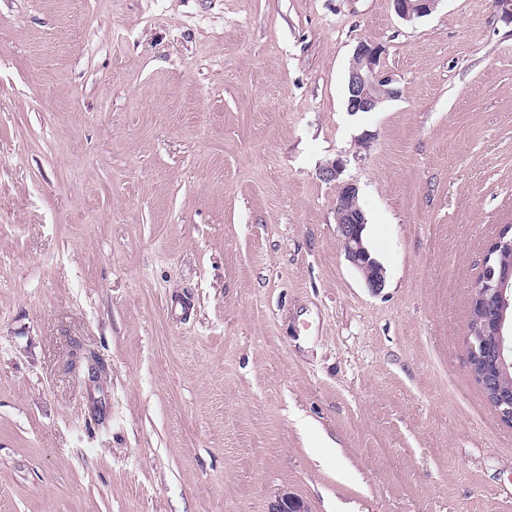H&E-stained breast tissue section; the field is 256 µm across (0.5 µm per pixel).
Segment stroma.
I'll use <instances>...</instances> for the list:
<instances>
[{"label":"stroma","mask_w":512,"mask_h":512,"mask_svg":"<svg viewBox=\"0 0 512 512\" xmlns=\"http://www.w3.org/2000/svg\"><path fill=\"white\" fill-rule=\"evenodd\" d=\"M506 224L493 0H0V512H512L467 342ZM440 0H394L397 14L410 21L432 13ZM383 51L378 45L361 41L351 61L348 76V106L352 112H372L399 91L394 78L381 65ZM357 195L355 184L339 183L335 206L336 224L346 259L361 274L368 287L378 291L385 286V269L378 261L370 258V252L364 244L366 219L359 210L361 207ZM356 199L359 208L355 205Z\"/></svg>","instance_id":"1"}]
</instances>
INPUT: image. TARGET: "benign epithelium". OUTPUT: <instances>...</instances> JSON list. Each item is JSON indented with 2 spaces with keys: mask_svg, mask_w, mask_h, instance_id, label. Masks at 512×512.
Here are the masks:
<instances>
[{
  "mask_svg": "<svg viewBox=\"0 0 512 512\" xmlns=\"http://www.w3.org/2000/svg\"><path fill=\"white\" fill-rule=\"evenodd\" d=\"M440 0H394L397 14L410 21L432 13ZM382 48L361 41L351 61L348 76V106L352 112H372L383 101L398 96L393 76L381 65ZM358 188L355 184H339L336 196V224L346 259L364 278L369 288L378 291L385 286V269L370 258L364 244L363 230L366 226L364 213L355 205ZM512 247L508 232L498 233L484 254L483 266L487 275L477 283L478 293L473 301L490 313L486 326L496 338L495 354L501 369L508 367L512 357V329L509 328L508 311L512 307V276L494 275L490 264L492 254ZM471 370L478 381L487 402L495 409L500 419L512 425V390L506 392L498 387L496 378L478 362L486 360L487 352L476 349L475 342H469ZM270 512H307L303 501L284 492L278 496Z\"/></svg>",
  "mask_w": 512,
  "mask_h": 512,
  "instance_id": "obj_1",
  "label": "benign epithelium"
}]
</instances>
